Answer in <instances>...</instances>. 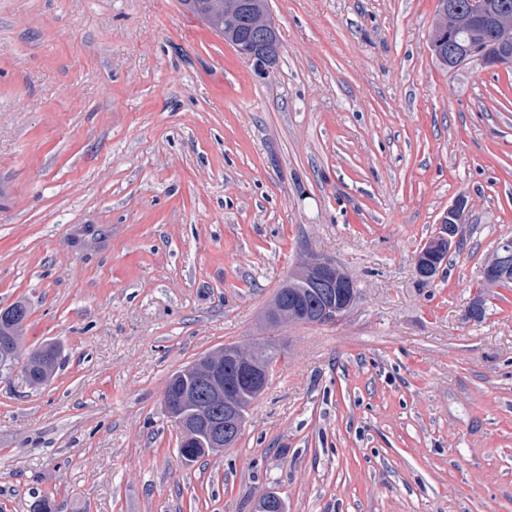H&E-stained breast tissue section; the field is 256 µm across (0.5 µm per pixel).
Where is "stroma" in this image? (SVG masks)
I'll use <instances>...</instances> for the list:
<instances>
[{"instance_id":"stroma-1","label":"stroma","mask_w":512,"mask_h":512,"mask_svg":"<svg viewBox=\"0 0 512 512\" xmlns=\"http://www.w3.org/2000/svg\"><path fill=\"white\" fill-rule=\"evenodd\" d=\"M268 3L263 79L179 0H0V310L60 347L40 387L0 375V512H512V284L481 285L512 71L440 66L438 0ZM311 254L352 310L282 328L238 441L182 463L170 374L259 338ZM457 203L450 209H448V215L446 214L441 219V232L437 238H435L439 242H443L448 250H450L453 246H456L459 239H460V229L461 225L459 224L462 219V214L458 216V219H456V215L459 214L458 209H454L456 207ZM451 222V223H448ZM462 223V222H461ZM435 239L432 240V244L434 243ZM313 273H316L315 279L327 282L328 288H345L351 279L343 276V273L336 269V264L329 259L319 257L316 255H309L302 262ZM357 289L352 284L351 288H345V293L342 297L336 298V309L342 310L341 317L346 316L350 311L355 299Z\"/></svg>"}]
</instances>
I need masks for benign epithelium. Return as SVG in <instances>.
Instances as JSON below:
<instances>
[{"label":"benign epithelium","mask_w":512,"mask_h":512,"mask_svg":"<svg viewBox=\"0 0 512 512\" xmlns=\"http://www.w3.org/2000/svg\"><path fill=\"white\" fill-rule=\"evenodd\" d=\"M245 13L252 18L255 39L253 45L241 47L239 51L248 59H263L265 69L259 77L266 78L276 63L282 44L269 14L259 11L255 0H224V37L235 34L239 17ZM458 214L459 210L450 208L448 215L441 219L437 241L449 249L460 239ZM303 264L316 273L315 279L326 282L330 288H345L351 282L329 259L310 255ZM486 269L489 275L512 276V241L503 242ZM252 352L250 343L216 348L207 354L206 364L198 373V386L205 390V394H199L196 389H186L176 397L164 393V405L170 417L179 424L182 439L199 440L204 447L218 450L235 443L245 426L243 410L237 403L241 390L247 387L251 394H261L268 385L271 367L281 358V352L274 351L268 354L264 363L258 364Z\"/></svg>","instance_id":"obj_1"}]
</instances>
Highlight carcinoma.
<instances>
[{"instance_id":"obj_1","label":"carcinoma","mask_w":512,"mask_h":512,"mask_svg":"<svg viewBox=\"0 0 512 512\" xmlns=\"http://www.w3.org/2000/svg\"><path fill=\"white\" fill-rule=\"evenodd\" d=\"M457 11L448 15L444 0H439L438 10L430 35V50L436 61L448 67V48L457 44L472 43L483 50L480 55L485 66L512 65V0H455ZM182 7L200 19L208 28L224 33V0H179ZM313 274L298 268L276 290L265 315L266 338L254 341L257 348L255 361L265 360L266 352L276 347L275 333L281 327L280 311H288L291 323H321L318 310L322 308L320 297L310 288ZM28 307L17 301L0 310V352H8L13 359L0 369L20 361L19 351ZM57 346L47 343L31 353L23 362L22 369L30 385L44 384L52 376L58 364Z\"/></svg>"}]
</instances>
